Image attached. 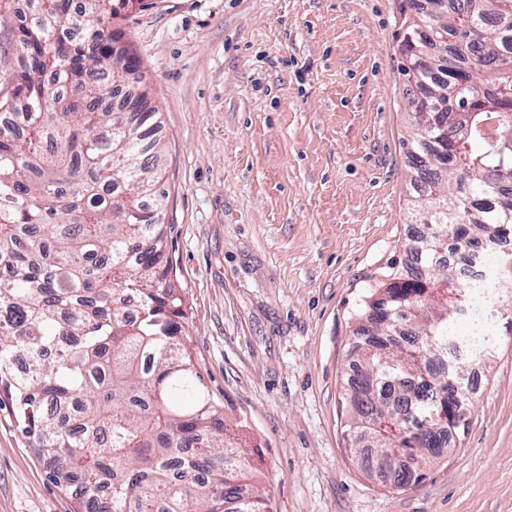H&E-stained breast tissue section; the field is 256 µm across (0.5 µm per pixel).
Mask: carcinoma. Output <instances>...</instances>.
Listing matches in <instances>:
<instances>
[{
    "instance_id": "cac0c4a2",
    "label": "carcinoma",
    "mask_w": 512,
    "mask_h": 512,
    "mask_svg": "<svg viewBox=\"0 0 512 512\" xmlns=\"http://www.w3.org/2000/svg\"><path fill=\"white\" fill-rule=\"evenodd\" d=\"M0 0L20 71L0 96V392L24 434L50 455L49 478L78 512H273L254 449L223 421L184 343L188 319L171 260L149 139L158 109L138 81L113 0ZM432 18L403 0L400 75L434 109L404 143L414 176L416 247L391 263L354 331L348 438L409 487L467 427L468 369L487 351L448 329L467 284L448 251L512 239V0H448ZM420 31L448 43H408ZM471 102L468 116L449 107Z\"/></svg>"
}]
</instances>
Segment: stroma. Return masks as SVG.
Listing matches in <instances>:
<instances>
[{
    "label": "stroma",
    "instance_id": "35a3bbf8",
    "mask_svg": "<svg viewBox=\"0 0 512 512\" xmlns=\"http://www.w3.org/2000/svg\"><path fill=\"white\" fill-rule=\"evenodd\" d=\"M402 0H152L118 28L160 110L167 254L188 347L276 512H512V266L456 449L406 489L347 439L349 353L401 260L414 132ZM0 402V512H74Z\"/></svg>",
    "mask_w": 512,
    "mask_h": 512
}]
</instances>
